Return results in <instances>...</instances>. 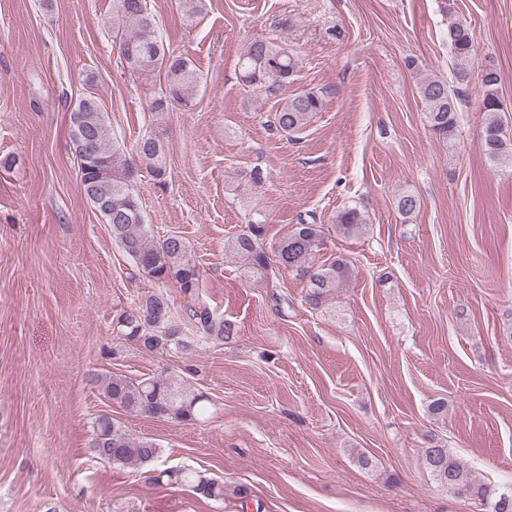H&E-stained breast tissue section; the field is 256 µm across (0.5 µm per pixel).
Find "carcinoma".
I'll use <instances>...</instances> for the list:
<instances>
[{"label": "carcinoma", "instance_id": "1", "mask_svg": "<svg viewBox=\"0 0 512 512\" xmlns=\"http://www.w3.org/2000/svg\"><path fill=\"white\" fill-rule=\"evenodd\" d=\"M113 41L118 45L127 68L140 74L162 73L165 84L152 98L149 109L167 112L175 104L189 106L199 76L191 62L175 53L156 30L154 15L147 0H113ZM448 46L456 60L455 86L435 77H425L418 83V95L424 104L431 131L447 143L457 135L458 104L474 71L470 63L475 57V44L470 26L455 20L445 33ZM302 66L301 58L288 46L273 39L251 42L239 59L242 85L268 98L276 97L294 80ZM482 88L479 111L484 115L481 150L493 166L512 167V136L504 131L505 122L500 97L501 77L492 66L480 69ZM323 91H306L281 99L272 124L293 137L306 129L314 114L325 106ZM70 138L79 160L80 186L84 196L109 225L112 238L132 259L138 272L157 286L170 281L191 299L186 309L188 322L195 335L171 319V306L162 294L142 298L117 320V335L133 341L150 352H171L187 355L201 342H222L232 338L230 323L214 315L200 299V272L188 253L184 239L170 234L155 239L144 222L143 211L133 184L134 173L142 165L159 182L167 175V144L162 136L150 132L142 136L135 153L137 159L126 156L112 136L100 101L87 96L78 101L70 116ZM420 199L405 192L396 199L397 211L410 216L420 208ZM267 218L256 211L249 221V231L238 235L231 244L247 271L257 273L270 265L267 252L260 243ZM366 223L357 207H347L336 215V229L350 235ZM327 242L320 224L301 223L279 243L276 262L308 283L306 303L320 309L336 297L339 288L350 279L349 263L338 258L329 264L317 263L316 257ZM104 396L130 414L193 422L210 411V400L184 380L171 377H147L133 381L122 375H112L103 382ZM92 452L117 465L145 467L159 458L160 449L148 440L131 437L112 417L96 418ZM424 461L433 478L454 495L478 500L490 512H512V492H498L475 479L467 467L448 448L432 446L423 450ZM168 481L188 485L207 499H224V484L199 471L180 468L162 471Z\"/></svg>", "mask_w": 512, "mask_h": 512}]
</instances>
